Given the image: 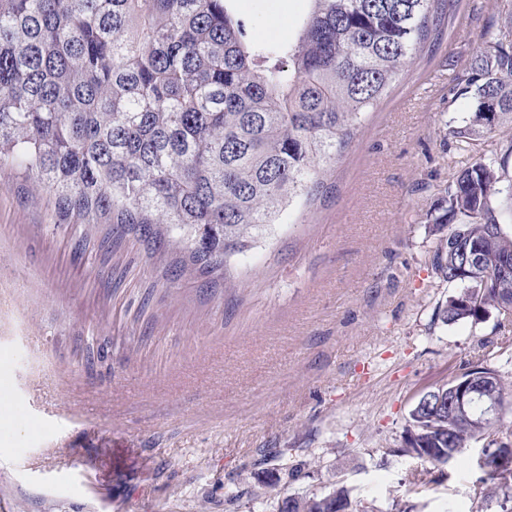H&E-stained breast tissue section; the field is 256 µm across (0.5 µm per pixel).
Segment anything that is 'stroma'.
Returning <instances> with one entry per match:
<instances>
[{
  "label": "stroma",
  "instance_id": "obj_1",
  "mask_svg": "<svg viewBox=\"0 0 512 512\" xmlns=\"http://www.w3.org/2000/svg\"><path fill=\"white\" fill-rule=\"evenodd\" d=\"M255 38L296 36L308 0H231ZM512 0H457L327 166L334 191L231 257L211 294L108 226L55 224L0 175V512H277L343 484L392 512H470L481 443L439 469L402 452L418 396L512 326L443 322L428 231L469 115L463 71ZM428 470L426 491L409 488Z\"/></svg>",
  "mask_w": 512,
  "mask_h": 512
}]
</instances>
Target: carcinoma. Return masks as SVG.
<instances>
[{
  "label": "carcinoma",
  "mask_w": 512,
  "mask_h": 512,
  "mask_svg": "<svg viewBox=\"0 0 512 512\" xmlns=\"http://www.w3.org/2000/svg\"><path fill=\"white\" fill-rule=\"evenodd\" d=\"M228 0H0V173L33 183L57 224H110L175 255L170 280L210 277L282 212L330 192L324 165L354 140L399 72L426 45L449 0H309L297 37L255 40ZM470 99L458 148L512 128V17L488 28L462 74ZM512 176L495 154L465 163L429 232L432 269L455 289L443 320L512 319ZM453 238L482 254L484 287ZM496 382L460 416L409 415L405 453L433 466L491 434ZM512 512V470L481 479V501ZM279 512H369L338 486Z\"/></svg>",
  "instance_id": "obj_1"
}]
</instances>
